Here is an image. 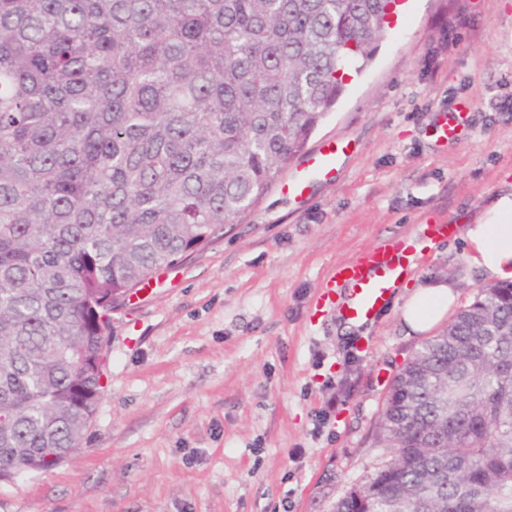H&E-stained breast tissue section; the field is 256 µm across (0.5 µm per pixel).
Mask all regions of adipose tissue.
Listing matches in <instances>:
<instances>
[{"mask_svg": "<svg viewBox=\"0 0 512 512\" xmlns=\"http://www.w3.org/2000/svg\"><path fill=\"white\" fill-rule=\"evenodd\" d=\"M462 237L471 264L492 280L512 281V183L502 182L487 206L467 218ZM458 297V283L452 279L416 285L399 308L407 334L431 332L446 319Z\"/></svg>", "mask_w": 512, "mask_h": 512, "instance_id": "1", "label": "adipose tissue"}]
</instances>
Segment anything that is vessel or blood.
I'll list each match as a JSON object with an SVG mask.
<instances>
[{"label":"vessel or blood","mask_w":512,"mask_h":512,"mask_svg":"<svg viewBox=\"0 0 512 512\" xmlns=\"http://www.w3.org/2000/svg\"><path fill=\"white\" fill-rule=\"evenodd\" d=\"M463 116L454 109L442 113L434 125L437 138L454 141L460 136ZM350 143L331 139L321 143L305 158L299 170L282 186L289 196L303 197L312 180L334 178L349 155ZM418 255L408 253L396 241L382 242L360 251L335 268L329 282L339 288L340 298L332 308L343 321L364 326L375 319L391 299L401 276L409 275L419 264Z\"/></svg>","instance_id":"b4317fda"}]
</instances>
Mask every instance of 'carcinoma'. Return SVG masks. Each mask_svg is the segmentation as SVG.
<instances>
[{
    "label": "carcinoma",
    "mask_w": 512,
    "mask_h": 512,
    "mask_svg": "<svg viewBox=\"0 0 512 512\" xmlns=\"http://www.w3.org/2000/svg\"><path fill=\"white\" fill-rule=\"evenodd\" d=\"M393 3L0 0L1 479L79 447L112 310L262 197ZM377 439L336 512H512V282L400 368Z\"/></svg>",
    "instance_id": "obj_1"
}]
</instances>
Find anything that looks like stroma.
I'll list each match as a JSON object with an SVG mask.
<instances>
[{"instance_id": "1", "label": "stroma", "mask_w": 512, "mask_h": 512, "mask_svg": "<svg viewBox=\"0 0 512 512\" xmlns=\"http://www.w3.org/2000/svg\"><path fill=\"white\" fill-rule=\"evenodd\" d=\"M398 14L309 140H350L339 174L296 199L288 166L240 223L114 310L80 447L0 480V512H334L371 471L389 383L423 339L393 302L343 330L316 307L327 276L404 239L424 256L414 283L456 280L470 304L482 270L421 226L478 213L512 174V0H402ZM466 102L462 136L437 141L438 114Z\"/></svg>"}]
</instances>
